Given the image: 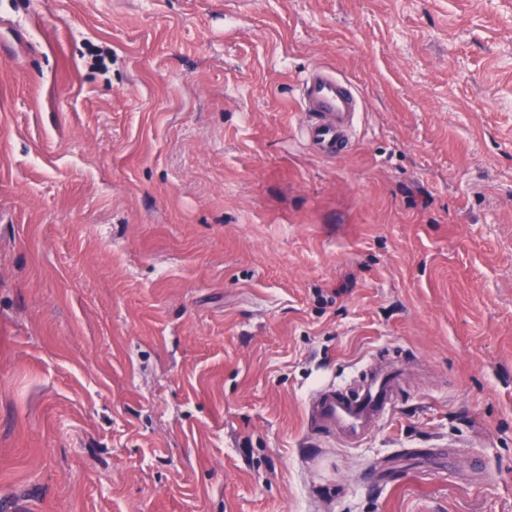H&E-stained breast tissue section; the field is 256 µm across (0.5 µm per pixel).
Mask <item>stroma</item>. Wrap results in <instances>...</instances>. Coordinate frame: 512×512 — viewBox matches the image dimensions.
I'll use <instances>...</instances> for the list:
<instances>
[{
  "label": "stroma",
  "mask_w": 512,
  "mask_h": 512,
  "mask_svg": "<svg viewBox=\"0 0 512 512\" xmlns=\"http://www.w3.org/2000/svg\"><path fill=\"white\" fill-rule=\"evenodd\" d=\"M0 512H512V0H0ZM296 105L304 116L309 143L322 156L339 158L347 150L351 129L362 109L353 86L328 67L316 66L299 80ZM353 388L326 385L311 399L307 418L311 431L339 436L355 447L388 416L401 373L384 364L369 365Z\"/></svg>",
  "instance_id": "obj_1"
}]
</instances>
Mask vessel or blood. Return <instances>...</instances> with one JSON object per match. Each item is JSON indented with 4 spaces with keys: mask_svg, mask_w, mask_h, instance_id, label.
<instances>
[{
    "mask_svg": "<svg viewBox=\"0 0 512 512\" xmlns=\"http://www.w3.org/2000/svg\"><path fill=\"white\" fill-rule=\"evenodd\" d=\"M296 105L314 149L325 157H341L362 108L353 84L328 67H314L299 81ZM400 379L397 369L374 364L362 371L354 387L320 388L308 406L310 430L339 436L348 446H357L390 413Z\"/></svg>",
    "mask_w": 512,
    "mask_h": 512,
    "instance_id": "1",
    "label": "vessel or blood"
}]
</instances>
